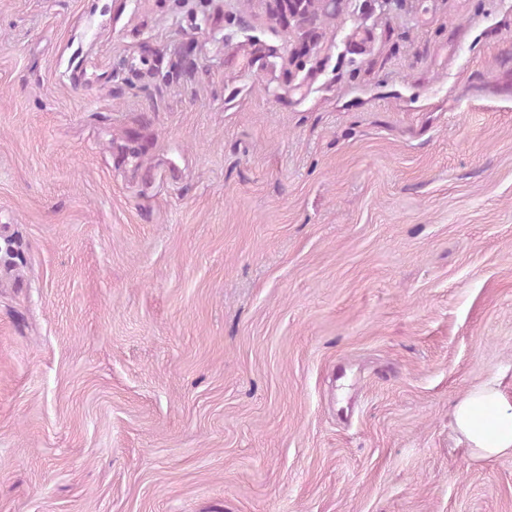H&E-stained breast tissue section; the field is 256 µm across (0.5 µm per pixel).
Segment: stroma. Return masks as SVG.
<instances>
[{"label": "stroma", "instance_id": "1", "mask_svg": "<svg viewBox=\"0 0 512 512\" xmlns=\"http://www.w3.org/2000/svg\"><path fill=\"white\" fill-rule=\"evenodd\" d=\"M0 0V512H512V0ZM265 16L273 24L284 28L297 27L314 33L324 18L336 16L343 0H316V12L310 6H302V0H261ZM452 421L473 457L491 459L512 454V404L494 383L475 387L459 400Z\"/></svg>", "mask_w": 512, "mask_h": 512}]
</instances>
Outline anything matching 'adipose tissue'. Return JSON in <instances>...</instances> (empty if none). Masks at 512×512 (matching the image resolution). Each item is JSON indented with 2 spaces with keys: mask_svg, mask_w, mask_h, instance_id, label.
I'll return each mask as SVG.
<instances>
[{
  "mask_svg": "<svg viewBox=\"0 0 512 512\" xmlns=\"http://www.w3.org/2000/svg\"><path fill=\"white\" fill-rule=\"evenodd\" d=\"M452 421L473 457L491 459L512 454V402L494 383L475 387L459 400Z\"/></svg>",
  "mask_w": 512,
  "mask_h": 512,
  "instance_id": "adipose-tissue-1",
  "label": "adipose tissue"
}]
</instances>
